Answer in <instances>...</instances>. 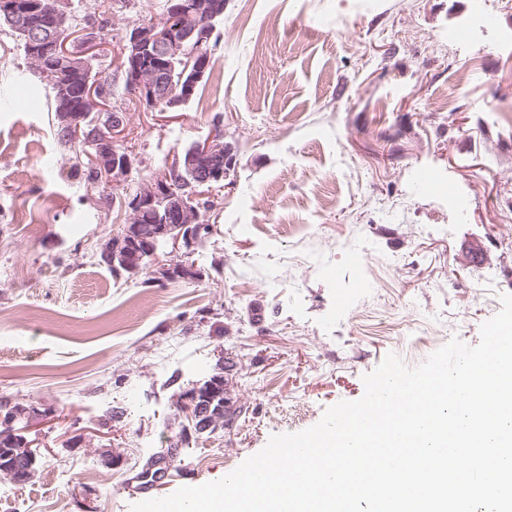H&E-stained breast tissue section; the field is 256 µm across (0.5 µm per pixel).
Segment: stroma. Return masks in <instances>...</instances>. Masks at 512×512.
<instances>
[{"instance_id": "stroma-1", "label": "stroma", "mask_w": 512, "mask_h": 512, "mask_svg": "<svg viewBox=\"0 0 512 512\" xmlns=\"http://www.w3.org/2000/svg\"><path fill=\"white\" fill-rule=\"evenodd\" d=\"M65 0L70 50L112 79L126 32L166 0ZM226 0L221 41L177 112L124 103V185L91 187L58 142L53 92L0 23V399L38 415L33 477L0 512H131L140 493L216 481L275 434L364 394L424 326L474 346L512 294V0ZM223 129L237 153L192 274L100 259L132 196ZM438 189H415L416 174ZM451 186L464 200L456 217ZM291 224L306 225L300 235ZM348 290L351 313L336 306ZM221 376L247 414L183 437L178 401ZM165 481L145 483L162 446Z\"/></svg>"}]
</instances>
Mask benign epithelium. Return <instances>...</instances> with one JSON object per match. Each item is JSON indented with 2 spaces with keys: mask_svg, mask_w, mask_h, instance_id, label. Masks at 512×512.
<instances>
[{
  "mask_svg": "<svg viewBox=\"0 0 512 512\" xmlns=\"http://www.w3.org/2000/svg\"><path fill=\"white\" fill-rule=\"evenodd\" d=\"M223 14L222 0H168L162 18L132 27L122 44L117 65L128 100L146 110L160 112H175L188 103L205 76L208 58L196 57L186 64L177 91L169 89V69L184 55L187 42H194L199 49L210 45L215 20ZM0 16L25 36L28 61L37 70L45 74L51 64L81 76L75 85L56 87L59 128L69 136H80L90 126L92 115L108 111L109 98L102 92L100 82L88 74V52L76 53L67 48L68 35L61 33L60 2L0 0ZM121 126L120 116L113 115L112 125L96 132L95 153L89 155L97 183L114 188L127 179L132 169L131 156L115 149ZM234 164L233 146L224 141V136L215 134L183 152L169 167V173L140 186L125 202L129 213L123 234L112 240V249L104 252L112 269L138 272L140 261L153 255L160 241L170 244L173 252L183 257L189 254L197 241V224L204 214L184 195L169 188L170 175L207 185L213 191L221 188L227 169ZM146 211L154 216V224L147 231L141 226V216ZM220 396H230L228 384L220 381L211 385L209 394L204 396L197 389L189 391L182 406L188 422L202 427L220 421ZM20 421L28 422L23 411L7 419L0 416V436L15 435Z\"/></svg>",
  "mask_w": 512,
  "mask_h": 512,
  "instance_id": "obj_1",
  "label": "benign epithelium"
}]
</instances>
